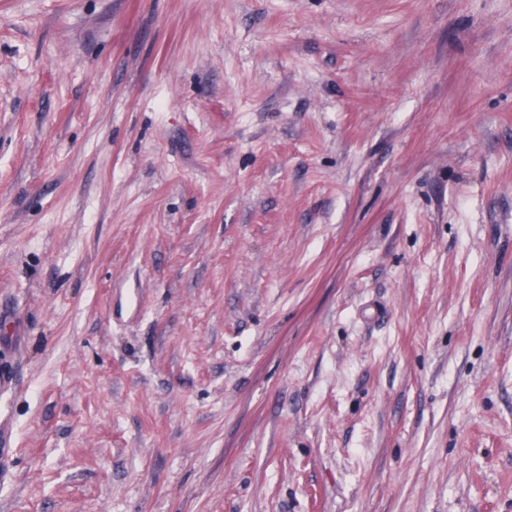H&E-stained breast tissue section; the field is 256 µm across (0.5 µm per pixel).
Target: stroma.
Here are the masks:
<instances>
[{
	"instance_id": "1",
	"label": "stroma",
	"mask_w": 512,
	"mask_h": 512,
	"mask_svg": "<svg viewBox=\"0 0 512 512\" xmlns=\"http://www.w3.org/2000/svg\"><path fill=\"white\" fill-rule=\"evenodd\" d=\"M0 512H512V0H0Z\"/></svg>"
}]
</instances>
